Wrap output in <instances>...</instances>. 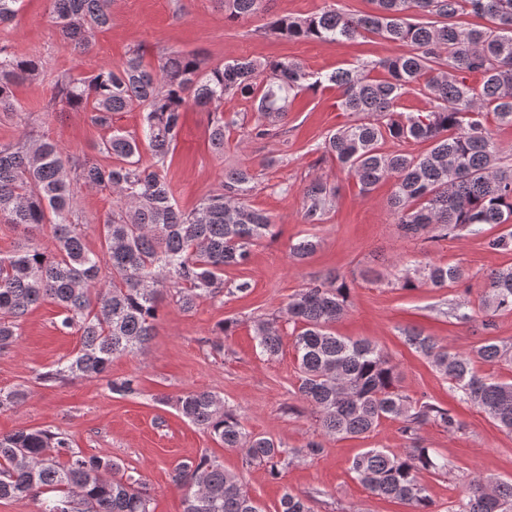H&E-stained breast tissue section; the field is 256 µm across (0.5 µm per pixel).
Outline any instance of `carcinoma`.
<instances>
[{"instance_id": "carcinoma-1", "label": "carcinoma", "mask_w": 512, "mask_h": 512, "mask_svg": "<svg viewBox=\"0 0 512 512\" xmlns=\"http://www.w3.org/2000/svg\"><path fill=\"white\" fill-rule=\"evenodd\" d=\"M22 0H0V24L17 17ZM225 17L238 20L268 11L271 0H216ZM367 12L346 13L332 5L306 18L277 16L264 35L292 41L336 43L375 33L411 51L373 64L342 67L322 75L292 61L234 59L211 65L193 53L165 52L153 63L138 49L118 66L88 77L55 75L46 112H83L106 132L96 145L108 163L67 154L56 142L25 133L0 143V219L23 227L24 240L0 253V350L18 338L21 320L46 299L61 309L60 330L79 336L75 355L45 374L48 379L98 378L112 359L139 356L155 334L163 300L189 312L197 301L224 294V268L248 261L251 247L275 234L277 220L254 207L250 196L258 171L247 165L224 170L216 190L183 211L168 180L167 158L182 112L193 105L210 116L211 147L224 152V99L251 102L257 114L252 134L273 135L286 120L297 94L316 86L340 92L337 106L354 120L325 137L322 156L336 161L367 193L390 181L389 210L408 238L486 236L495 251L512 250V165L490 123L512 127V0H370ZM473 13L489 25L463 27L456 18ZM112 20V0H49L47 22L71 50L87 53L95 33ZM381 69L382 78L371 76ZM482 76L476 88L471 75ZM41 61L0 45V112L16 113L15 89L37 82ZM429 99L427 111H398L413 89ZM143 112L138 131L112 129V114ZM426 143L413 155L384 153L381 141ZM152 162H142L141 146ZM107 191L116 207L97 218L103 254L88 249L75 196L81 189ZM339 187L318 178L304 188L307 224H321ZM51 228L54 249L40 247L35 234ZM317 249L315 237L289 246L304 262ZM465 279L459 266L427 265L421 278L404 270L400 287L445 288ZM345 275L333 272L291 295L279 314L254 322L260 353L282 346L281 322L293 324L299 399L316 414L322 435L367 438L385 420L399 423L409 448L402 452L367 448L349 466L370 493L396 499L410 512H436L421 475L448 472V459L424 445L421 428L433 423L448 433L462 423L448 409L414 400L399 386L388 354L374 341L336 334L349 306ZM458 317L472 313L485 327L512 311V267L491 272L473 305H456ZM405 342L463 399L512 433V382L474 369L473 358L495 365L512 358V346L486 341L474 354L451 352L437 338L404 332ZM120 397L139 393L135 376L109 382ZM175 408L226 448L243 452L248 466H262L275 478L283 465L316 456L312 440L289 449L245 428L224 399L211 391L178 397ZM173 483L183 490V512H265L243 477L203 454L178 464ZM40 500V512H152L143 482L110 458L73 447L64 433L19 429L0 435V499ZM311 497L285 491L275 512H312ZM450 512H512V480L476 476Z\"/></svg>"}]
</instances>
